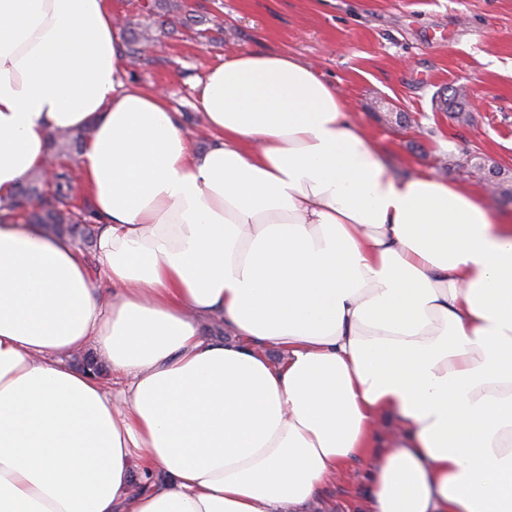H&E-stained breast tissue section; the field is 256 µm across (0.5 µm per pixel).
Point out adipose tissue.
Here are the masks:
<instances>
[{
  "label": "adipose tissue",
  "mask_w": 512,
  "mask_h": 512,
  "mask_svg": "<svg viewBox=\"0 0 512 512\" xmlns=\"http://www.w3.org/2000/svg\"><path fill=\"white\" fill-rule=\"evenodd\" d=\"M124 55L106 0H0V206L91 130L111 286L0 223V512H297L364 458L357 512H512V220L393 175L293 55L207 71L205 149Z\"/></svg>",
  "instance_id": "1"
}]
</instances>
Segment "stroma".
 Returning a JSON list of instances; mask_svg holds the SVG:
<instances>
[{"label":"stroma","mask_w":512,"mask_h":512,"mask_svg":"<svg viewBox=\"0 0 512 512\" xmlns=\"http://www.w3.org/2000/svg\"><path fill=\"white\" fill-rule=\"evenodd\" d=\"M145 2L108 0L113 17L154 39L121 78L164 94L197 148L212 143L196 90L208 67L232 50L286 52L336 83L398 174L431 171L469 187L457 167L469 154L512 172V0H187L173 26ZM454 88L470 95L466 118L438 109V94ZM399 112L409 123L396 122ZM366 468L353 461L306 512H355Z\"/></svg>","instance_id":"35a3bbf8"}]
</instances>
